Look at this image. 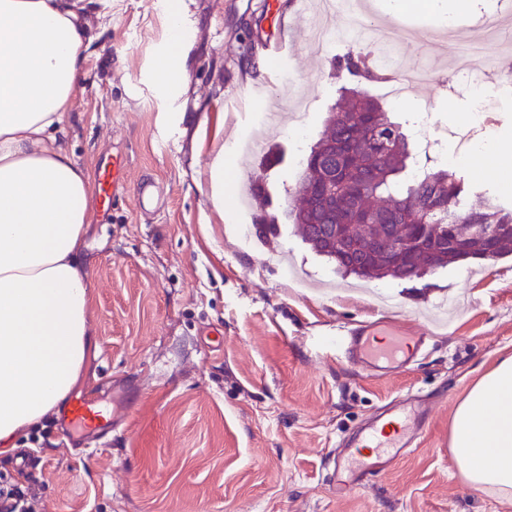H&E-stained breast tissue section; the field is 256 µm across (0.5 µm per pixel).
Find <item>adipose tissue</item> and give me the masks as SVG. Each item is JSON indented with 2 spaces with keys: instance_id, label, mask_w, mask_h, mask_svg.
<instances>
[{
  "instance_id": "1",
  "label": "adipose tissue",
  "mask_w": 512,
  "mask_h": 512,
  "mask_svg": "<svg viewBox=\"0 0 512 512\" xmlns=\"http://www.w3.org/2000/svg\"><path fill=\"white\" fill-rule=\"evenodd\" d=\"M89 37L69 0H0V447L63 402L90 346L94 184L64 145ZM452 458L512 497V355L456 406Z\"/></svg>"
}]
</instances>
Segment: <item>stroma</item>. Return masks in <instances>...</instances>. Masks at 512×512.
<instances>
[{"label": "stroma", "instance_id": "35a3bbf8", "mask_svg": "<svg viewBox=\"0 0 512 512\" xmlns=\"http://www.w3.org/2000/svg\"><path fill=\"white\" fill-rule=\"evenodd\" d=\"M367 0V26H398L402 66H435L439 85L417 93L441 122L472 119L469 97L451 93L460 37H484L502 20L499 0ZM92 38L78 76L64 144L97 175L125 163L119 200H93L84 237L91 262L92 334L82 396H101L112 434L77 453L56 415L0 450V488L17 469L36 480L27 512H512L472 489L449 451L454 409L478 378L512 355V255L472 260L420 278L368 282L341 276L293 224L238 236L263 205L282 211L300 168L294 135L315 143L342 84L331 54L310 51V8L278 0H80ZM284 47L272 54V32ZM184 51L181 83L166 91L159 61ZM263 81L262 94L251 86ZM280 118L262 152L224 156V210L210 202L213 142L244 139L258 113ZM265 197L239 208L247 176ZM151 180L156 203L134 205ZM463 299L418 358L384 375L352 361L345 338L384 317L413 335L443 302ZM130 403L111 402V389ZM409 402L427 409L425 432L391 465L337 497L334 459L376 416Z\"/></svg>", "mask_w": 512, "mask_h": 512}]
</instances>
